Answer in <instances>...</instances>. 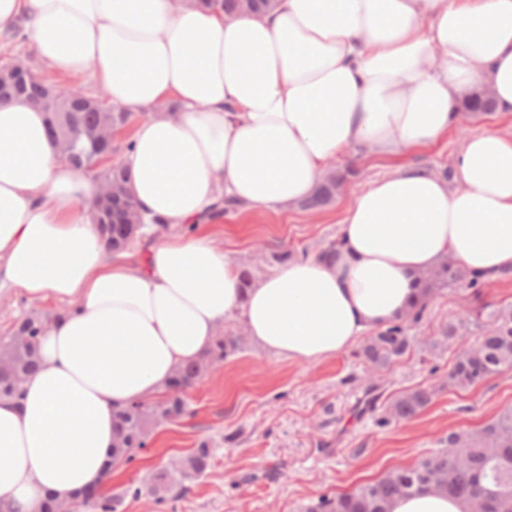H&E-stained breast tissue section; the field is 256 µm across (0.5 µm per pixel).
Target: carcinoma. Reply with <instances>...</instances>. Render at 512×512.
<instances>
[{"label":"carcinoma","mask_w":512,"mask_h":512,"mask_svg":"<svg viewBox=\"0 0 512 512\" xmlns=\"http://www.w3.org/2000/svg\"><path fill=\"white\" fill-rule=\"evenodd\" d=\"M273 0H200V4L220 8L228 14L258 12L271 6ZM0 85L20 91L17 98L39 110L47 108L41 89L56 91L57 109L66 113L77 131L98 132L107 128L125 127L131 120L128 112H119L107 101L86 93L78 86L60 92L56 85L34 68L27 75L13 72L10 61L0 62ZM116 151L113 142L103 140L98 153L107 163L100 165L96 157L76 153L68 158L74 168L82 171L104 188L100 211L92 216L98 224L109 250H127L142 236L143 217L130 189V175L123 164L112 161ZM344 175L327 171L311 197L304 201L308 209H319L336 196V187ZM240 208L234 199L221 196L203 219L218 220ZM419 300L397 321L366 337L357 356L374 372L388 368L413 346L409 335L411 325L422 318L428 301L440 290L457 285L478 289L485 280L458 264L442 259L434 268L417 277ZM51 318L31 314L13 328L9 341L0 346V396H17L20 385L39 364L38 343L42 330ZM476 344L456 352L448 370V385L464 390L476 386L512 368V307H502L493 313L491 322L477 325ZM469 330L464 322L446 326L441 336L428 342L439 349L451 343L461 332ZM241 338L229 333L214 337L203 356L180 367L165 398L154 403H140L119 412L115 423V443L112 464L131 462L146 446L152 427L167 420L182 417L188 403L183 392L190 388L214 363L224 360L240 346ZM433 391L426 387L407 389L388 404L389 415L396 420H408L424 410L432 401ZM212 449L203 442L187 456L172 458L158 467L152 476L151 493L157 501L178 498L187 490V483L198 479L209 466ZM484 489L497 490L492 512H512V407L500 410L490 420L472 430L450 431L440 440V447L422 457L416 464L388 471L378 481L357 487L336 497L322 496L303 506V512H390V504L398 497L433 492L460 499L467 512H475ZM81 506L92 512H118L122 497L98 495L81 500Z\"/></svg>","instance_id":"cac0c4a2"}]
</instances>
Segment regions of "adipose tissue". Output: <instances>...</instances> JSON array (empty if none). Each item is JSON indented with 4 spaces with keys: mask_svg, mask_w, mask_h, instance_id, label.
Listing matches in <instances>:
<instances>
[{
    "mask_svg": "<svg viewBox=\"0 0 512 512\" xmlns=\"http://www.w3.org/2000/svg\"><path fill=\"white\" fill-rule=\"evenodd\" d=\"M21 17L44 67L93 79L137 116L122 163L145 216L171 226L222 194L299 203L346 153L435 141L468 93L512 112V0H278L233 17L196 0H0V31ZM96 193L44 112L0 101V291L67 306L21 398L0 397V512L102 487L117 411L161 398L233 314L263 351L315 362L403 314L415 275L443 257L512 275V139L489 129L467 138L450 178L376 179L334 255L247 289L203 237L170 236L144 267L112 254L90 217Z\"/></svg>",
    "mask_w": 512,
    "mask_h": 512,
    "instance_id": "adipose-tissue-1",
    "label": "adipose tissue"
}]
</instances>
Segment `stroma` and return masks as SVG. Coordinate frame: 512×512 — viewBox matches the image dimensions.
<instances>
[{
	"label": "stroma",
	"instance_id": "35a3bbf8",
	"mask_svg": "<svg viewBox=\"0 0 512 512\" xmlns=\"http://www.w3.org/2000/svg\"><path fill=\"white\" fill-rule=\"evenodd\" d=\"M480 129L512 138V114L474 119L464 113L428 145L393 156L355 152L335 160V168L351 164L357 175L324 209L297 204L276 211L242 208L197 230L232 262H250L258 275L269 274L277 267L274 255L287 251L296 260L312 257L338 239L346 207L372 181L403 166L445 173L465 139ZM510 304L512 275L488 281L477 297L454 286L442 290L412 326V349L374 382L350 350L310 363L270 357L247 339L242 317L232 316L223 330L241 336L240 350L212 366L190 390L191 416L156 426L135 460L118 466L108 489L149 483L161 462L189 454L203 440L212 449L210 466L185 494L162 503L148 493L129 497L121 512H301L319 496L349 491L412 465L449 431L477 428L512 406V369L457 390L448 385L450 352L428 345L448 322ZM60 309L51 300L1 293L0 343L8 341L9 328L23 316ZM373 385L383 399L417 386L434 389L435 395L416 417L395 422L386 420L382 403L367 407Z\"/></svg>",
	"mask_w": 512,
	"mask_h": 512
}]
</instances>
